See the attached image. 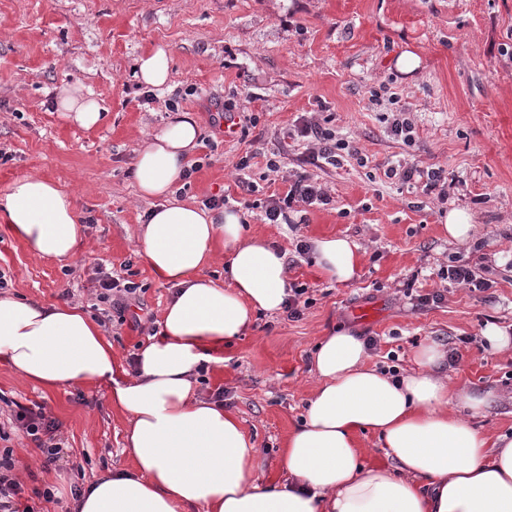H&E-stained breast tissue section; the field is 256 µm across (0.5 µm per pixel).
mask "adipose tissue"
Instances as JSON below:
<instances>
[{
    "label": "adipose tissue",
    "instance_id": "ef3b65f1",
    "mask_svg": "<svg viewBox=\"0 0 512 512\" xmlns=\"http://www.w3.org/2000/svg\"><path fill=\"white\" fill-rule=\"evenodd\" d=\"M56 105L80 127L101 120L81 85L62 87ZM198 136L192 113L178 112L137 153L138 191L154 201L137 246L173 294L135 368L79 307L0 296V363L47 390L107 385L113 410L127 418L132 468L96 476L75 512H512V438H489L467 419L490 408L494 393L451 383L438 343L417 351L408 375L380 372L345 326L312 355L319 384L284 441L283 478L259 476L261 450L238 415L198 399L196 388L201 368L223 366L225 345L250 332L258 313L281 311L287 256L246 232L241 212L179 197ZM0 223L32 254L60 264L80 242L75 197L46 177L1 186ZM358 250L350 239L322 237L312 255L321 275L347 283L358 274ZM219 258L223 283L205 273ZM368 433L383 462L364 461L358 438Z\"/></svg>",
    "mask_w": 512,
    "mask_h": 512
}]
</instances>
